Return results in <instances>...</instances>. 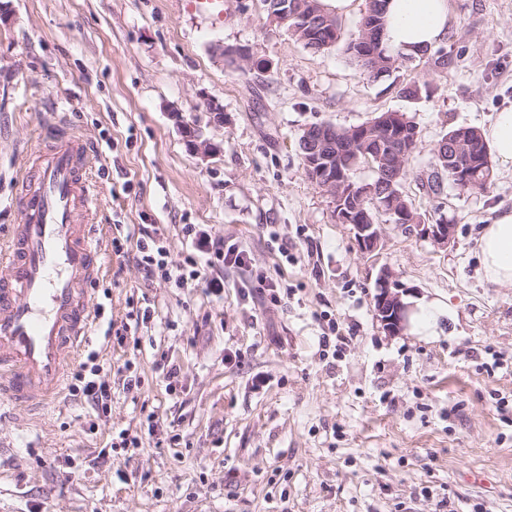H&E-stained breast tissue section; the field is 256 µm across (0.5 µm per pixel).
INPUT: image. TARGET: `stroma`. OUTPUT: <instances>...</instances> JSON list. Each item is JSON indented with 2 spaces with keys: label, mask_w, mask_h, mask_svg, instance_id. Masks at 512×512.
<instances>
[{
  "label": "stroma",
  "mask_w": 512,
  "mask_h": 512,
  "mask_svg": "<svg viewBox=\"0 0 512 512\" xmlns=\"http://www.w3.org/2000/svg\"><path fill=\"white\" fill-rule=\"evenodd\" d=\"M448 4L443 42L372 79L342 49L295 41L261 0H228L216 28L181 0H0V232L18 219L26 150L67 121L94 147L103 261L101 314L75 360L97 352L112 382L105 413L66 392L34 411L0 399V512H512V286L488 284L478 254L483 225L512 207V170L484 192L421 187L446 132L512 105V0ZM223 46L255 47L262 64H232ZM380 112L417 126L404 190L425 220L455 224L448 247L390 224L362 255L307 179L305 126ZM139 224L176 263L182 225H202L244 249L280 303L246 296L250 267L226 269L219 297L147 277L125 238ZM384 267L413 314L397 335L373 311ZM146 306L153 319L124 343L105 337ZM331 319L344 341L325 346ZM162 360L180 369L176 393ZM107 447L111 468L87 466Z\"/></svg>",
  "instance_id": "stroma-1"
}]
</instances>
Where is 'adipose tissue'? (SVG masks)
<instances>
[{"label":"adipose tissue","mask_w":512,"mask_h":512,"mask_svg":"<svg viewBox=\"0 0 512 512\" xmlns=\"http://www.w3.org/2000/svg\"><path fill=\"white\" fill-rule=\"evenodd\" d=\"M384 44L395 56H418L445 40L451 20L448 0H387ZM495 161L512 169V106L497 112L483 129ZM481 269L495 285H512V208L483 225L478 240Z\"/></svg>","instance_id":"1"}]
</instances>
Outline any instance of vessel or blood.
Returning a JSON list of instances; mask_svg holds the SVG:
<instances>
[{
	"instance_id": "b4317fda",
	"label": "vessel or blood",
	"mask_w": 512,
	"mask_h": 512,
	"mask_svg": "<svg viewBox=\"0 0 512 512\" xmlns=\"http://www.w3.org/2000/svg\"><path fill=\"white\" fill-rule=\"evenodd\" d=\"M210 26L224 22V0H186ZM17 199L19 221L0 241L1 387L36 407L56 395L69 360L90 334L91 284L102 271L91 222L96 189L86 171L92 151L64 123L44 126L28 156Z\"/></svg>"
}]
</instances>
